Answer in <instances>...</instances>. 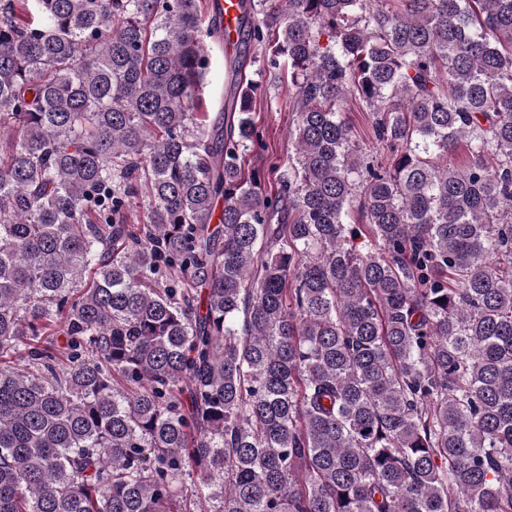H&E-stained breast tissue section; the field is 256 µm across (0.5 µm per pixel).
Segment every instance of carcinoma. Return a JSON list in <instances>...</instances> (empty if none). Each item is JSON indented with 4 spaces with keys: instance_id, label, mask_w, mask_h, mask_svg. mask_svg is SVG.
Returning <instances> with one entry per match:
<instances>
[{
    "instance_id": "1",
    "label": "carcinoma",
    "mask_w": 512,
    "mask_h": 512,
    "mask_svg": "<svg viewBox=\"0 0 512 512\" xmlns=\"http://www.w3.org/2000/svg\"><path fill=\"white\" fill-rule=\"evenodd\" d=\"M243 2L0 0V512H512V0ZM212 3L218 4L220 8L224 48L235 45L238 42L241 18L240 0H212ZM224 48L214 44L208 46L210 62L204 78L201 97L205 101V112H210L211 116L214 115L212 112H218L226 93L227 72ZM270 88L271 95L275 97L273 109L257 103L255 120L257 126L264 129L268 152L265 156L253 154L247 158L250 167H263L268 155L278 156L282 161L288 160V138L287 130L293 121L292 104L295 88L288 82V75L282 82L274 83ZM343 117L350 126L354 139L363 147H377L371 133L370 123L365 112H359L358 108L350 100L344 104Z\"/></svg>"
}]
</instances>
